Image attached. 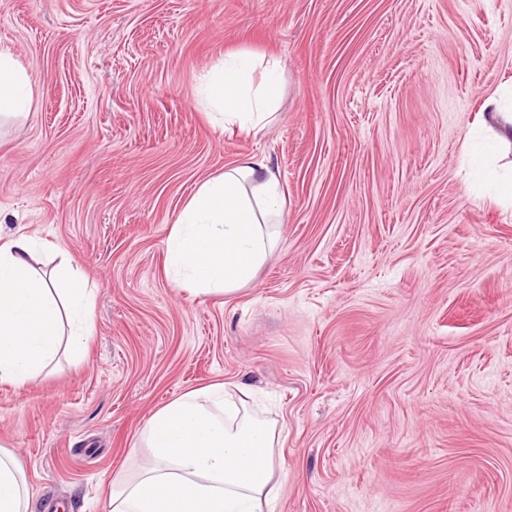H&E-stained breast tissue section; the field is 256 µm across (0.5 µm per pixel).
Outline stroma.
Here are the masks:
<instances>
[{
	"label": "stroma",
	"instance_id": "obj_1",
	"mask_svg": "<svg viewBox=\"0 0 512 512\" xmlns=\"http://www.w3.org/2000/svg\"><path fill=\"white\" fill-rule=\"evenodd\" d=\"M28 69L0 124V243L56 244L92 334L0 382V449L33 512H108L160 407L245 387L282 430L270 512H512V221L472 152L512 110V0H0ZM281 62L278 120L214 126L227 52ZM286 192L276 250L234 293L176 287L165 240L248 155Z\"/></svg>",
	"mask_w": 512,
	"mask_h": 512
}]
</instances>
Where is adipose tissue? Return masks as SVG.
I'll return each mask as SVG.
<instances>
[{"label": "adipose tissue", "instance_id": "obj_1", "mask_svg": "<svg viewBox=\"0 0 512 512\" xmlns=\"http://www.w3.org/2000/svg\"><path fill=\"white\" fill-rule=\"evenodd\" d=\"M280 62L239 51L202 79L215 126L252 132L276 119ZM33 104V83L0 47V118ZM284 192L269 160L249 156L203 181L166 239L176 287L230 294L273 253ZM27 235L0 244V382L24 385L60 353L81 354L93 324L92 291L69 266L41 271ZM281 430L227 396L223 385L190 391L155 411L141 432L146 464L112 479L110 512H262L275 501L285 462ZM24 471L0 451V512H30Z\"/></svg>", "mask_w": 512, "mask_h": 512}]
</instances>
